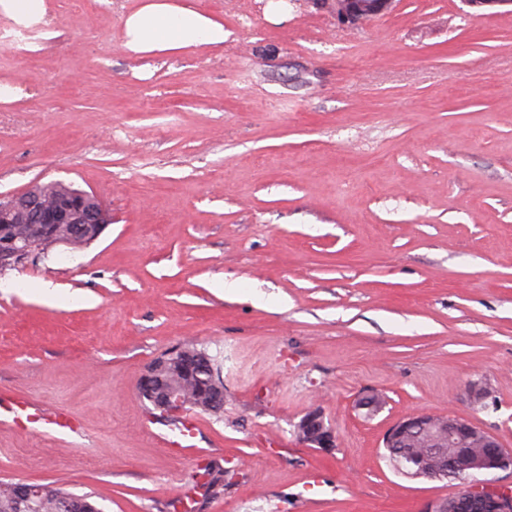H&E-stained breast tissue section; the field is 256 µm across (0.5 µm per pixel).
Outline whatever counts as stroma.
Here are the masks:
<instances>
[{"mask_svg":"<svg viewBox=\"0 0 512 512\" xmlns=\"http://www.w3.org/2000/svg\"><path fill=\"white\" fill-rule=\"evenodd\" d=\"M136 2L47 0L48 27L0 47V85L22 91L0 102V197L58 181L112 212L96 241L0 270V395L81 428L62 442L0 414V481L104 512L457 495L398 474L382 438L451 413L512 450V11L391 0L350 26L335 0H190L223 46L139 57ZM188 343L222 361L224 412L196 414L184 451L139 381ZM313 409L335 448L295 437ZM221 468L213 498L195 479ZM52 485V484H50ZM53 486V490L55 492V496L58 497L59 499H63L65 500V498L67 497H70L72 495H77V496H82V497H85V499L97 506V507H100L99 504L96 502L97 500L95 499V496H92L91 494H76V493H72V492H69L65 489H63L62 487H56L54 485ZM86 500H83V499H74V500H66L65 501V509H66V512H99L98 509H95L93 506H91Z\"/></svg>","mask_w":512,"mask_h":512,"instance_id":"1","label":"stroma"}]
</instances>
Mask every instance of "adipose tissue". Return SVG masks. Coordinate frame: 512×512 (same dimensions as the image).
Listing matches in <instances>:
<instances>
[{
  "label": "adipose tissue",
  "instance_id": "obj_1",
  "mask_svg": "<svg viewBox=\"0 0 512 512\" xmlns=\"http://www.w3.org/2000/svg\"><path fill=\"white\" fill-rule=\"evenodd\" d=\"M123 46L132 55L175 53L223 45L224 23L187 0H139L123 21Z\"/></svg>",
  "mask_w": 512,
  "mask_h": 512
}]
</instances>
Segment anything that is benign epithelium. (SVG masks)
<instances>
[{
  "label": "benign epithelium",
  "instance_id": "1",
  "mask_svg": "<svg viewBox=\"0 0 512 512\" xmlns=\"http://www.w3.org/2000/svg\"><path fill=\"white\" fill-rule=\"evenodd\" d=\"M390 0H336V16L347 24L359 25L382 13ZM112 214L98 196L85 190L58 191L47 197L44 186L34 184L26 191L0 199V267H13L35 255L40 245L51 248L75 241L91 243L99 238ZM26 224L37 230L23 238L17 228ZM141 396L160 410L182 407L185 399L177 387H167L158 376V365L148 367L139 384ZM383 396L371 392L357 402L370 413L381 410ZM298 440L311 448H332L335 434L318 411L307 413L296 426ZM384 447L400 449L396 470L409 479L448 471L459 460L466 461L467 484L457 496L433 500L422 512H485L482 505H495L494 512H512V487L497 484L495 474L512 468V461L498 457L491 461L480 448H500L498 438L487 430L456 415L421 412L395 424L384 437ZM17 512H27L30 500L48 492L47 486L27 481L14 485Z\"/></svg>",
  "mask_w": 512,
  "mask_h": 512
}]
</instances>
